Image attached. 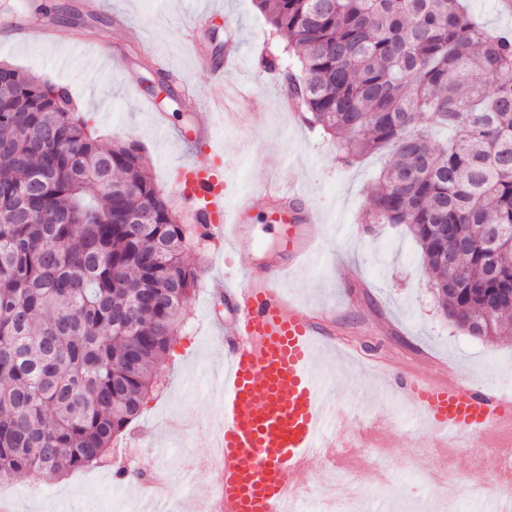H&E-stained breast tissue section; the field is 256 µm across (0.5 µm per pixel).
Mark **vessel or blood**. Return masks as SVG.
Masks as SVG:
<instances>
[{"instance_id":"obj_1","label":"vessel or blood","mask_w":512,"mask_h":512,"mask_svg":"<svg viewBox=\"0 0 512 512\" xmlns=\"http://www.w3.org/2000/svg\"><path fill=\"white\" fill-rule=\"evenodd\" d=\"M36 17L26 6L10 15L8 23L17 35L27 37L40 30ZM214 132L212 122L196 125L195 137L208 142L209 156L187 168L179 198L203 202V232L233 242L245 238L246 218L253 209L273 206L290 258H245L243 281L224 290L229 317L210 320L225 365L215 375L222 392V425L213 431L211 450L200 461L214 475L205 493L206 512H280L299 486L298 473L319 466L318 449L336 445L324 436L336 420L335 406L322 395L329 380L313 367L315 345L326 327L279 288L293 260L312 250L315 215L289 216L286 204L297 192L278 180L225 210L218 167L222 151L213 144ZM401 387L416 398L421 415L434 428L454 438L476 437L488 449L500 447L504 427L512 422V402L492 389L440 384L420 376L404 378Z\"/></svg>"}]
</instances>
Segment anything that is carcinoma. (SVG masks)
<instances>
[{"mask_svg": "<svg viewBox=\"0 0 512 512\" xmlns=\"http://www.w3.org/2000/svg\"><path fill=\"white\" fill-rule=\"evenodd\" d=\"M297 69L263 59L350 166L389 151L365 224H404L445 318L512 333V36L464 0H255ZM0 481L107 465L158 386L206 240L134 141L0 63ZM146 210L145 224H127ZM448 225V235L437 225Z\"/></svg>", "mask_w": 512, "mask_h": 512, "instance_id": "cac0c4a2", "label": "carcinoma"}]
</instances>
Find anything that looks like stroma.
Here are the masks:
<instances>
[{"instance_id": "35a3bbf8", "label": "stroma", "mask_w": 512, "mask_h": 512, "mask_svg": "<svg viewBox=\"0 0 512 512\" xmlns=\"http://www.w3.org/2000/svg\"><path fill=\"white\" fill-rule=\"evenodd\" d=\"M39 7L69 5L81 12L77 22L55 24V41L20 40L0 25V61L41 78L66 83L101 143L135 140L150 158L152 178L165 196H173L182 167L207 154L205 145L187 150L177 131H192L209 118L207 92L213 82L247 81L250 96L243 111L252 113L249 128L224 119L217 144L224 149V202L233 208L241 196L260 192L273 177L296 182L304 192L293 205L315 210L319 256L313 266L298 265L284 288L302 305L323 311L336 333L337 349L318 362L339 384L330 398L351 416L385 423L379 439L387 464L399 476L388 499H375L368 512H421L433 491L404 480L423 449L414 436L415 402L399 377L428 372L439 364V381L487 385L512 391V340L490 343L468 336L448 323L437 308L422 254L404 225L378 224L366 232L361 217L377 187L389 154L366 157L353 166L336 161V145L307 124L295 123L281 103L277 76L261 66L263 57L282 52L285 37L273 32L254 0H99L97 11L86 0H31ZM207 11L208 27L198 34L207 45L211 67H197L189 45V19ZM239 44V65L224 61L225 42ZM163 53L175 82L165 86L154 76L151 54ZM164 113L171 134L154 121ZM281 165L270 169L268 155ZM250 232L237 248L215 239L183 254L200 273L185 305V325L166 359L163 388L142 408L112 444V465L79 470L46 481L25 474L0 482V498L15 502L17 512H99L93 488L108 491L117 512H194L211 481L209 473L179 466L180 454L208 452V421L218 413L219 397L205 374L224 363V353L208 326L209 311L224 310V278L236 274L241 253L280 239L279 225L261 211L249 215ZM460 494L455 512H499L496 492L512 475L499 455L477 441L452 439L444 455ZM139 479L119 481V469ZM485 486L489 495L473 504L468 490Z\"/></svg>"}]
</instances>
